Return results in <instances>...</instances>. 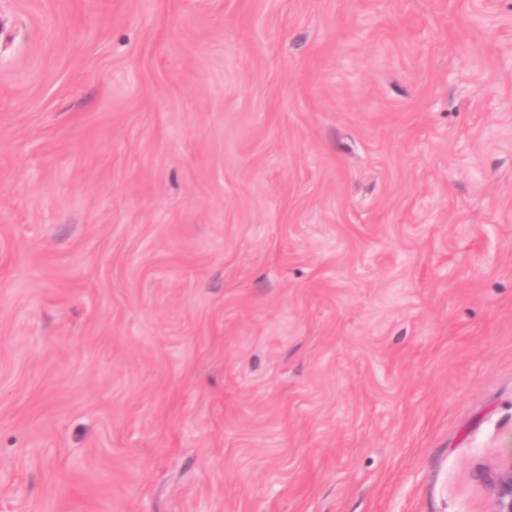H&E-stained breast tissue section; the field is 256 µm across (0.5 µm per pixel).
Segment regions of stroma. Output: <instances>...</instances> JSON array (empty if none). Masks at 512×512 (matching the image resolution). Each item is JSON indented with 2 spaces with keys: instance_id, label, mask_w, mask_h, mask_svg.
Masks as SVG:
<instances>
[{
  "instance_id": "stroma-1",
  "label": "stroma",
  "mask_w": 512,
  "mask_h": 512,
  "mask_svg": "<svg viewBox=\"0 0 512 512\" xmlns=\"http://www.w3.org/2000/svg\"><path fill=\"white\" fill-rule=\"evenodd\" d=\"M512 0H0V512H496Z\"/></svg>"
}]
</instances>
